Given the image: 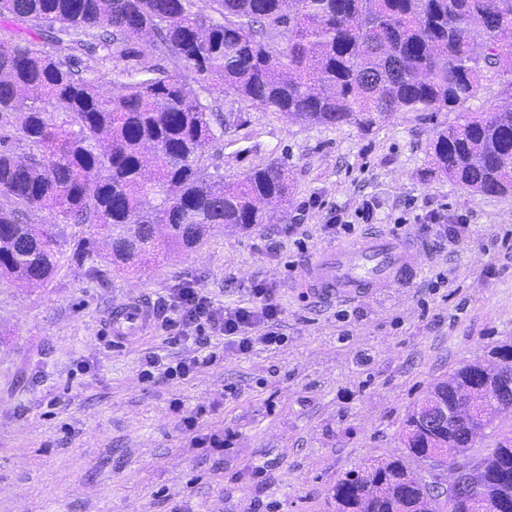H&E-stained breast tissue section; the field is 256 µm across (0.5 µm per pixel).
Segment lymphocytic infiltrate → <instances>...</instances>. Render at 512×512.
<instances>
[{"label": "lymphocytic infiltrate", "instance_id": "f902f5d3", "mask_svg": "<svg viewBox=\"0 0 512 512\" xmlns=\"http://www.w3.org/2000/svg\"><path fill=\"white\" fill-rule=\"evenodd\" d=\"M255 295V304L221 309L198 289L189 286L174 289L168 299L171 316L166 325L177 329L182 336L195 332L201 350L197 356L173 362L162 363L158 358H148L142 372L144 380L156 383L184 378L213 364L217 353L211 350L210 339L214 336L223 337L227 346L242 353L251 349V334L255 331L266 345H282L285 338L279 327L278 308L271 303L267 289H256Z\"/></svg>", "mask_w": 512, "mask_h": 512}]
</instances>
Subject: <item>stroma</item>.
<instances>
[{
    "instance_id": "1",
    "label": "stroma",
    "mask_w": 512,
    "mask_h": 512,
    "mask_svg": "<svg viewBox=\"0 0 512 512\" xmlns=\"http://www.w3.org/2000/svg\"><path fill=\"white\" fill-rule=\"evenodd\" d=\"M217 109L237 122L206 146V162L234 181L287 160V219L214 229L196 252L129 276H90L67 245L45 287L0 279V512H336V480L400 453L415 400L512 342V196L434 175L433 123L399 112L367 134L292 124L232 95ZM366 200L369 226L355 217ZM433 210L457 233L408 284L322 305L297 288L303 257L399 220L420 231ZM260 282L285 343L225 350L185 380L141 372L148 356L193 354V339L168 343L158 325L116 347L101 332L108 303L132 291L160 312L186 285L233 307ZM186 417L223 432V449L193 443Z\"/></svg>"
}]
</instances>
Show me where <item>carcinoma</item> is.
<instances>
[{
    "label": "carcinoma",
    "instance_id": "carcinoma-1",
    "mask_svg": "<svg viewBox=\"0 0 512 512\" xmlns=\"http://www.w3.org/2000/svg\"><path fill=\"white\" fill-rule=\"evenodd\" d=\"M203 2L0 0V20L31 34H0V277L46 284L70 224L91 231L73 241L78 256L120 272L159 250L193 251L216 226L271 223L292 202L286 161L229 183L203 159L231 125L212 106L227 94L289 122L365 133L398 112L434 121L457 110L429 144L433 170L474 192L512 194V0ZM144 39L181 57L185 73L141 57ZM491 69L508 76V104L465 112ZM511 391L512 378L480 360L433 384L406 414L401 454L336 481L338 512H440L429 460L460 455L482 494L456 512H512V437L482 454L468 430L470 410ZM453 402L456 423L419 424Z\"/></svg>",
    "mask_w": 512,
    "mask_h": 512
}]
</instances>
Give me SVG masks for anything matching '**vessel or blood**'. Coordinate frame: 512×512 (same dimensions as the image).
<instances>
[{
	"mask_svg": "<svg viewBox=\"0 0 512 512\" xmlns=\"http://www.w3.org/2000/svg\"><path fill=\"white\" fill-rule=\"evenodd\" d=\"M424 254L414 237L397 238L372 231L359 240L326 247L303 262L305 288L313 299L357 298L366 289L385 288L412 280L419 272ZM155 309L139 294L112 302L102 330L118 345L136 342L151 331Z\"/></svg>",
	"mask_w": 512,
	"mask_h": 512,
	"instance_id": "1",
	"label": "vessel or blood"
}]
</instances>
